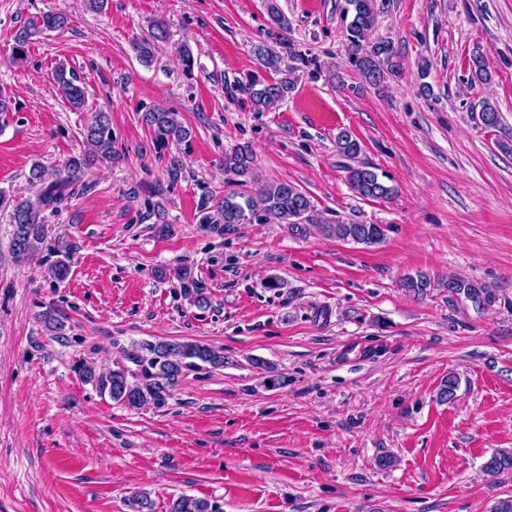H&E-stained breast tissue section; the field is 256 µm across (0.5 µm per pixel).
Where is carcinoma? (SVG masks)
Returning <instances> with one entry per match:
<instances>
[{
    "mask_svg": "<svg viewBox=\"0 0 512 512\" xmlns=\"http://www.w3.org/2000/svg\"><path fill=\"white\" fill-rule=\"evenodd\" d=\"M345 2L348 8L344 9V15L351 16V20L345 25L343 37L349 61L359 76L356 90L377 89L387 79L400 74L402 63L399 51L389 40L371 38L377 15L375 0ZM267 12L271 26L277 31L279 48L259 42L253 46V54L262 69L277 75V78L269 80L258 72L248 75L246 91L254 112L272 110L294 91L298 79L295 62L305 67L314 64V59L308 53L299 50L288 39L290 25L277 0H267ZM66 23L65 15L46 12L31 25L19 29L13 36V58L17 61L24 59L33 36L61 29ZM168 38L165 21H153L148 35L133 44L137 58L143 63L151 62L159 44ZM470 70L474 80L480 83L490 80L484 56L478 51L472 54ZM55 80L69 106L76 111L82 110L85 91L77 75L60 67L56 70ZM142 121L153 132L158 144L179 143L190 136L189 130L177 120L176 113L160 107L147 108L142 114ZM480 121L486 128H499L501 115L497 107L487 101L482 102ZM83 135L88 151L78 158L69 159L65 169L50 175L41 163L31 165L28 181L37 188L34 197L17 201L9 192L0 190V208L10 209V220L14 224L11 251L16 259H28L41 249L46 213L56 214L67 205L76 188L84 185L86 170L98 162L112 159V131L106 114L96 113L83 128ZM335 146L336 155L346 160L341 169L352 192L367 200H390L396 196L397 188L382 180L375 167L356 162L362 147L351 132L339 131ZM224 173L237 189L225 193L217 201L207 194L202 195L197 223L208 233L232 236L238 233L243 224L276 222L286 225L294 235H304L308 226L315 225L326 237L365 246L378 244L384 239L385 230L381 224L339 220L331 224L323 220L310 197L293 184L264 182L256 156L247 143L239 144L224 154ZM70 271V257L65 253L62 258L49 264L46 279L60 284L68 279ZM400 286L417 298L439 290L448 294V305L453 307L469 302L476 309L484 310L500 300L497 289L461 277L434 280L426 273H418L401 279ZM39 318L52 335H65L64 318L54 309L40 313ZM206 366H224V350L198 342L158 340L120 348L112 369L105 374L96 372L88 362L76 363L74 370L82 381L92 384L112 401L140 409L147 405L164 407L187 371ZM458 385V378L453 374L443 379L437 392L440 401H451ZM482 472L493 483L499 475L512 472V452H493L483 464ZM171 512L214 510L205 499L182 495L172 502Z\"/></svg>",
    "mask_w": 512,
    "mask_h": 512,
    "instance_id": "obj_1",
    "label": "carcinoma"
}]
</instances>
